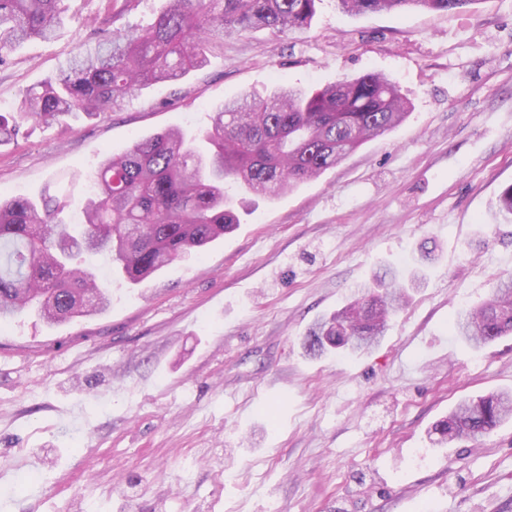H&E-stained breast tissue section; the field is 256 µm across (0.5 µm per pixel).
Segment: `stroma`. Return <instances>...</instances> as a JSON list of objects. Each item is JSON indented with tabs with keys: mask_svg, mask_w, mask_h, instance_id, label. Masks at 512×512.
Instances as JSON below:
<instances>
[{
	"mask_svg": "<svg viewBox=\"0 0 512 512\" xmlns=\"http://www.w3.org/2000/svg\"><path fill=\"white\" fill-rule=\"evenodd\" d=\"M56 38L0 57V113L109 37L104 0H68ZM383 72L406 120L320 177L247 204L238 226L102 314L0 323V512H512V420L432 445L461 400L512 391V335L473 348L449 324L512 275V0L348 16L319 0L288 40L253 30L201 69L100 117L24 123L0 145V197L71 186L134 141L211 126L280 83ZM409 298L365 354L308 356L309 328L377 272Z\"/></svg>",
	"mask_w": 512,
	"mask_h": 512,
	"instance_id": "1",
	"label": "stroma"
}]
</instances>
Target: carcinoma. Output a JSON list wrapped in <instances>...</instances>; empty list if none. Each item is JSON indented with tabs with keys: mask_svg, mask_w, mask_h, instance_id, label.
Here are the masks:
<instances>
[{
	"mask_svg": "<svg viewBox=\"0 0 512 512\" xmlns=\"http://www.w3.org/2000/svg\"><path fill=\"white\" fill-rule=\"evenodd\" d=\"M107 2L108 12L95 21L112 27V36L25 92L17 116L1 113L0 143L17 135L23 121L112 112L138 90L203 67L226 36L257 28L293 36L310 28L316 12V0H165L150 25L130 29L116 23L137 0ZM481 2L336 0V7L361 15ZM65 12V0H0V58L29 39H53ZM408 112L397 83L380 72L311 89L283 85L265 98L246 94L215 108L204 147L174 126L107 158L92 178L80 224L66 220L72 198L65 188L39 204L0 200V321L35 313L53 323L106 310L112 294L85 255H106L113 275L137 284L232 230L243 196L296 189L394 129ZM495 213L512 217V186L499 194ZM396 278L385 272L373 284L382 292L368 291L317 321L305 337L306 352L320 357L375 347L405 299ZM451 329L474 348L512 334V277L500 280L489 300L460 312ZM510 417L512 393L479 396L457 404L432 433L440 443L478 441Z\"/></svg>",
	"mask_w": 512,
	"mask_h": 512,
	"instance_id": "cac0c4a2",
	"label": "carcinoma"
}]
</instances>
